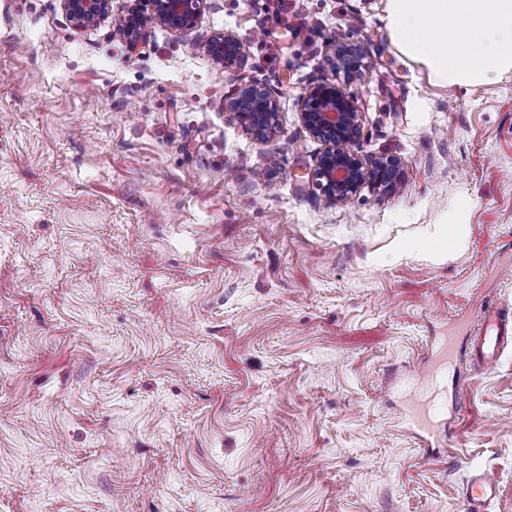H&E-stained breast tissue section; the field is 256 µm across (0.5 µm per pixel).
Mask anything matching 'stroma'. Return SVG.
<instances>
[{"instance_id":"obj_1","label":"stroma","mask_w":512,"mask_h":512,"mask_svg":"<svg viewBox=\"0 0 512 512\" xmlns=\"http://www.w3.org/2000/svg\"><path fill=\"white\" fill-rule=\"evenodd\" d=\"M385 0H207L129 51L61 0H0V512H512V351L447 369L433 437L395 375L512 306V75L448 91ZM246 40L234 73L202 46ZM362 156L401 187L330 202L298 99L333 39ZM264 85L279 131L224 107ZM462 226L465 244L449 251ZM499 493L496 481L488 474L470 477L462 493L463 512H490L489 508Z\"/></svg>"}]
</instances>
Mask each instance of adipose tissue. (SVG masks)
I'll return each mask as SVG.
<instances>
[{"mask_svg":"<svg viewBox=\"0 0 512 512\" xmlns=\"http://www.w3.org/2000/svg\"><path fill=\"white\" fill-rule=\"evenodd\" d=\"M397 49L439 86H478L512 74V0H386Z\"/></svg>","mask_w":512,"mask_h":512,"instance_id":"obj_1","label":"adipose tissue"}]
</instances>
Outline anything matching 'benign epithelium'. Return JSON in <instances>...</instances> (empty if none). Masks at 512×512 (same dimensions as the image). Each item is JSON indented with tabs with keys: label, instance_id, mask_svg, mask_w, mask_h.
<instances>
[{
	"label": "benign epithelium",
	"instance_id": "7a95c632",
	"mask_svg": "<svg viewBox=\"0 0 512 512\" xmlns=\"http://www.w3.org/2000/svg\"><path fill=\"white\" fill-rule=\"evenodd\" d=\"M151 2L149 12L138 7V0H128L123 10L114 13L112 0H62L64 11L80 30L112 18V33L132 52L146 41L156 26L171 32L196 27L206 0ZM203 49L212 62L231 71L244 62L245 39L232 31L219 32L206 40ZM328 66L333 72L332 78L310 84L298 101L301 124L323 145L313 170L317 185L334 203L351 201L366 185L381 194L396 191L402 184L401 159L395 156L366 159L353 149L361 134V112L346 86L364 74L365 46L360 42L335 41ZM226 109L259 140H268L277 131V103L262 85L252 82L238 85L226 101Z\"/></svg>",
	"mask_w": 512,
	"mask_h": 512
}]
</instances>
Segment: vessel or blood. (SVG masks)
Segmentation results:
<instances>
[{"instance_id":"obj_1","label":"vessel or blood","mask_w":512,"mask_h":512,"mask_svg":"<svg viewBox=\"0 0 512 512\" xmlns=\"http://www.w3.org/2000/svg\"><path fill=\"white\" fill-rule=\"evenodd\" d=\"M512 348V314L505 310L484 307L477 322V330L468 343L449 337L439 350L431 352L427 369L415 379V392L407 408L410 428L431 435L439 431L438 423L430 411L439 392L438 373L462 355H471L484 367L494 366L502 355ZM499 493L496 481L487 474L470 477L462 493V512H490V506Z\"/></svg>"}]
</instances>
